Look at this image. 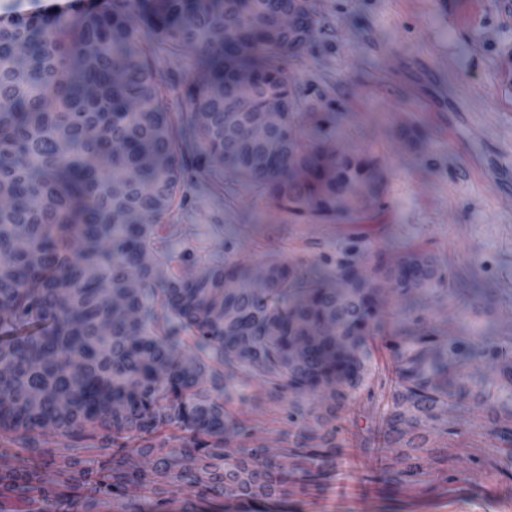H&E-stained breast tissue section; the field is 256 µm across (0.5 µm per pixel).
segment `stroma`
<instances>
[{"mask_svg":"<svg viewBox=\"0 0 512 512\" xmlns=\"http://www.w3.org/2000/svg\"><path fill=\"white\" fill-rule=\"evenodd\" d=\"M324 31L313 49L290 60L288 72L304 90L303 121L318 112L337 116L330 143L336 150L370 156L383 165V205H367L336 224L292 220L255 190L232 179L211 180L188 171L171 221L181 227L190 262L199 268L223 252L233 261L267 258L320 261L353 229L365 232L371 250L398 255L413 247L435 253L445 289L426 291L419 312L442 336L512 341V193L496 192L490 179H462V168L498 151L512 155V98L496 102L512 79V17H501L495 0H310ZM153 61L177 103L194 69L191 54L157 46ZM462 140H448V125ZM425 137H417V130ZM397 364L382 338L370 342L368 389L343 414V452L335 470L313 489L296 495L288 512H512V480L478 470L471 481H442L430 473L405 490L371 481L379 461L399 468L378 443ZM227 407L275 442L285 428L281 404L256 407L260 379L245 373L229 381ZM448 419L458 431L435 434L434 447L456 472L462 462L499 459L511 441L483 433L485 414L457 406Z\"/></svg>","mask_w":512,"mask_h":512,"instance_id":"1","label":"stroma"}]
</instances>
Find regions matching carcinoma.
<instances>
[{
    "label": "carcinoma",
    "mask_w": 512,
    "mask_h": 512,
    "mask_svg": "<svg viewBox=\"0 0 512 512\" xmlns=\"http://www.w3.org/2000/svg\"><path fill=\"white\" fill-rule=\"evenodd\" d=\"M282 0H96L73 14L0 12V435L26 448L60 436L101 448L77 458L0 468V491L32 493L39 512H94L134 489L150 512H170L171 491L232 498L251 507L285 501L336 468L339 414L365 388L369 340L387 339L399 363L380 441L402 461L380 480L401 487L426 473L445 449L442 413L452 400L488 410L499 428V398L454 380L451 367L512 357V345H478L436 335L420 315L388 329L377 281L400 295L440 282L434 254L411 252L391 264L351 235L336 258L270 260L266 284L214 257L183 278L156 236L171 217L188 166L222 181L224 171L265 194L294 219L336 222L381 190L378 161L321 148L336 113L296 136L300 91L288 60L301 37L279 22ZM157 44L188 49L197 66L181 106L166 103ZM254 78L250 105L270 97L284 112L269 132L277 149L250 140L245 112L230 123L216 87L237 73ZM351 287L343 298L330 280ZM192 342L189 364L175 358ZM266 385L262 401L288 403L285 446L273 450L255 428L229 418L224 371ZM320 395L316 426L288 402ZM149 458L129 460L128 449ZM87 488L77 502L66 491Z\"/></svg>",
    "instance_id": "carcinoma-1"
}]
</instances>
